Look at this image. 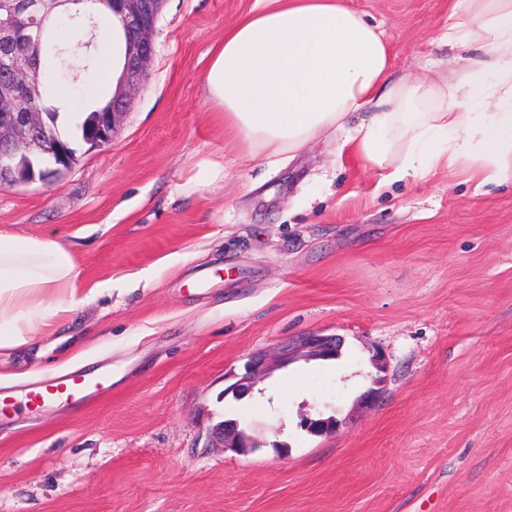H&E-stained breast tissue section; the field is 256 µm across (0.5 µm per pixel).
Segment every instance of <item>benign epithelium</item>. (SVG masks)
I'll return each instance as SVG.
<instances>
[{
	"label": "benign epithelium",
	"mask_w": 512,
	"mask_h": 512,
	"mask_svg": "<svg viewBox=\"0 0 512 512\" xmlns=\"http://www.w3.org/2000/svg\"><path fill=\"white\" fill-rule=\"evenodd\" d=\"M164 0H112L117 13L131 36L126 47L123 75L113 95L110 111L104 113L95 135L88 138L94 149L102 150L112 139L124 114L143 86L153 57L152 33ZM63 0H0V35L12 45L8 60L0 67L8 70L6 81L0 83V187L11 188L25 175L26 182L37 180V172L28 152L38 150L53 161L56 174L70 170L76 153L66 149L50 136L43 122L42 112L34 109L26 90L31 81L32 68L28 63L30 39L17 25L24 12L51 13ZM342 340L336 335L308 333L280 345L273 351L253 353L243 371L229 372L235 382L224 389V394L250 395L260 378L268 375L273 366L299 357L307 360H331L341 350ZM209 441L220 448L247 455L258 449L237 420H226L210 428Z\"/></svg>",
	"instance_id": "1"
}]
</instances>
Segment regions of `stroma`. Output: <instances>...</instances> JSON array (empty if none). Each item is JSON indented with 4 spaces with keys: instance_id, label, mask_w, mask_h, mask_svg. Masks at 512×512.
<instances>
[{
    "instance_id": "obj_1",
    "label": "stroma",
    "mask_w": 512,
    "mask_h": 512,
    "mask_svg": "<svg viewBox=\"0 0 512 512\" xmlns=\"http://www.w3.org/2000/svg\"><path fill=\"white\" fill-rule=\"evenodd\" d=\"M348 2L393 74L450 58L448 0ZM252 3L164 0L111 145L0 188V229L61 236L94 293L55 336L0 351V512H512V184L382 187L322 139L276 168L242 160L201 78ZM207 158L223 180L189 187ZM307 332L342 337L340 358L224 397L250 353ZM77 369L110 371V392L25 407ZM231 415L255 452L209 447Z\"/></svg>"
}]
</instances>
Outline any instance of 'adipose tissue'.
<instances>
[{
	"instance_id": "adipose-tissue-1",
	"label": "adipose tissue",
	"mask_w": 512,
	"mask_h": 512,
	"mask_svg": "<svg viewBox=\"0 0 512 512\" xmlns=\"http://www.w3.org/2000/svg\"><path fill=\"white\" fill-rule=\"evenodd\" d=\"M438 40L463 68L394 78L379 25L342 0H253L211 51L210 118L272 165L336 136L383 186L443 170L512 182V0H455ZM79 280L57 235L0 231V349L53 335L86 301Z\"/></svg>"
}]
</instances>
